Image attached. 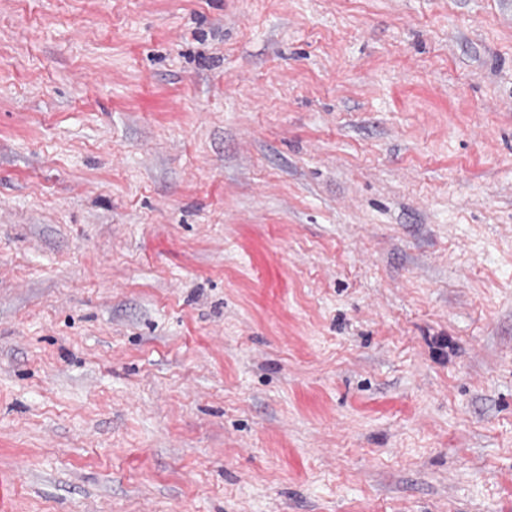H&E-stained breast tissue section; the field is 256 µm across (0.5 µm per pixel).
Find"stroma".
Wrapping results in <instances>:
<instances>
[{"label":"stroma","mask_w":512,"mask_h":512,"mask_svg":"<svg viewBox=\"0 0 512 512\" xmlns=\"http://www.w3.org/2000/svg\"><path fill=\"white\" fill-rule=\"evenodd\" d=\"M0 512H512V0H0Z\"/></svg>","instance_id":"1"}]
</instances>
